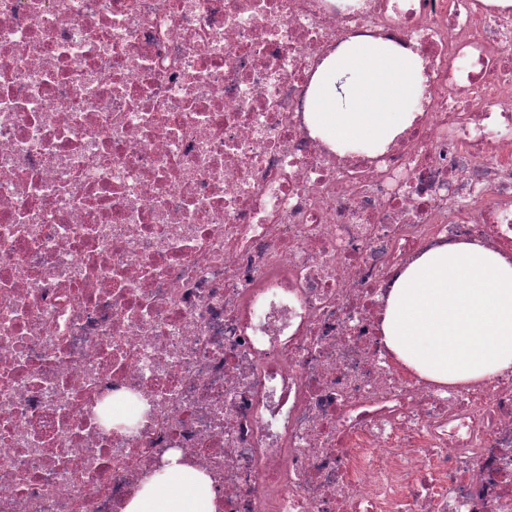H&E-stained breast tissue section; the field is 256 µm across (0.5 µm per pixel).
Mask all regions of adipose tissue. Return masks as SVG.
I'll use <instances>...</instances> for the list:
<instances>
[{
    "label": "adipose tissue",
    "mask_w": 512,
    "mask_h": 512,
    "mask_svg": "<svg viewBox=\"0 0 512 512\" xmlns=\"http://www.w3.org/2000/svg\"><path fill=\"white\" fill-rule=\"evenodd\" d=\"M381 329L394 361L438 384L512 372V260L479 242L421 254L388 293ZM125 512H215L212 481L171 464Z\"/></svg>",
    "instance_id": "adipose-tissue-1"
}]
</instances>
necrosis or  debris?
I'll return each instance as SVG.
<instances>
[{
  "instance_id": "obj_1",
  "label": "necrosis or debris",
  "mask_w": 512,
  "mask_h": 512,
  "mask_svg": "<svg viewBox=\"0 0 512 512\" xmlns=\"http://www.w3.org/2000/svg\"><path fill=\"white\" fill-rule=\"evenodd\" d=\"M354 39L416 51L380 150L314 135ZM512 254V9L0 0V512H124L171 459L215 512H512V373L396 365L424 252Z\"/></svg>"
}]
</instances>
